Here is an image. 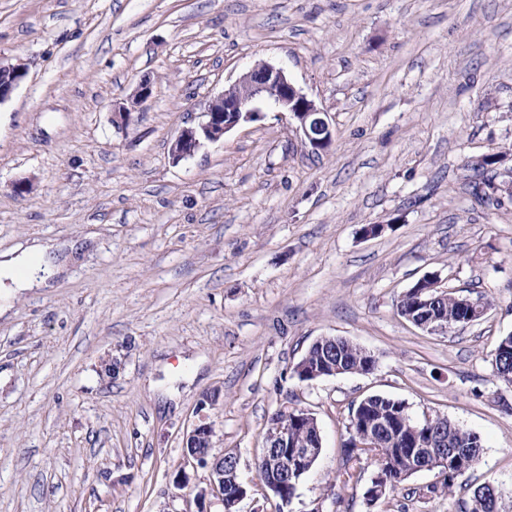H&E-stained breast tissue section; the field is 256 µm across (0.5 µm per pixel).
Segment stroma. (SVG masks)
Masks as SVG:
<instances>
[{
    "mask_svg": "<svg viewBox=\"0 0 512 512\" xmlns=\"http://www.w3.org/2000/svg\"><path fill=\"white\" fill-rule=\"evenodd\" d=\"M260 61L328 113V152L268 110L173 161ZM0 62L27 68L0 104V254L41 245L66 265L0 318V512H194L209 470L182 440L201 420L240 460L239 512H278L256 462L286 405L322 437L292 512H465L486 482L512 512V387L493 364L512 333V199L473 192L512 182V0H0ZM428 273L485 317L443 333L401 317ZM325 336L375 369L299 380ZM374 394L480 438L453 493L421 471L367 503L377 463L344 445Z\"/></svg>",
    "mask_w": 512,
    "mask_h": 512,
    "instance_id": "1",
    "label": "stroma"
}]
</instances>
